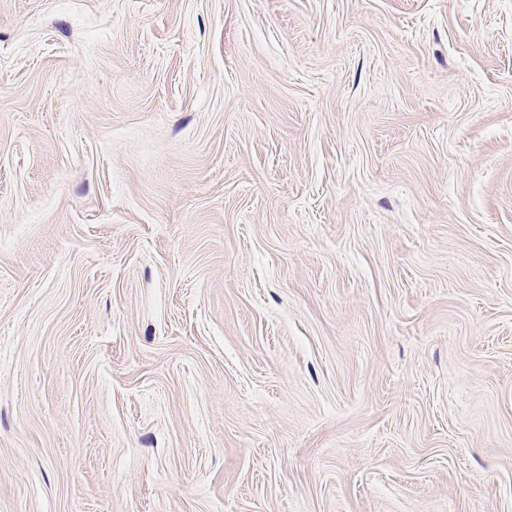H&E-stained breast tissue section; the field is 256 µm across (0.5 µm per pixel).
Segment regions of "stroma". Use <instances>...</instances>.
<instances>
[{"label": "stroma", "instance_id": "stroma-1", "mask_svg": "<svg viewBox=\"0 0 512 512\" xmlns=\"http://www.w3.org/2000/svg\"><path fill=\"white\" fill-rule=\"evenodd\" d=\"M0 512H512V0H0Z\"/></svg>", "mask_w": 512, "mask_h": 512}]
</instances>
